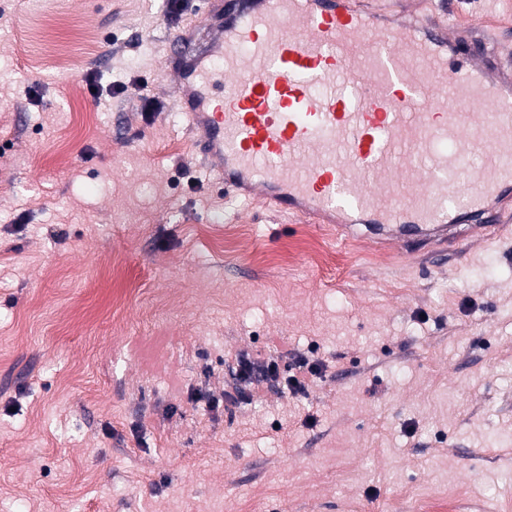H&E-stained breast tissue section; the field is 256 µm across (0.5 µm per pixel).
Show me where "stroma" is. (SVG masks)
<instances>
[{"label": "stroma", "instance_id": "1", "mask_svg": "<svg viewBox=\"0 0 512 512\" xmlns=\"http://www.w3.org/2000/svg\"><path fill=\"white\" fill-rule=\"evenodd\" d=\"M180 3L0 0V512H419L456 487L450 512H506L512 236L342 261L332 225L225 197L172 117L169 44L204 10ZM441 8L512 38V0ZM297 354L305 394L210 408L239 357Z\"/></svg>", "mask_w": 512, "mask_h": 512}]
</instances>
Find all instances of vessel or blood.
<instances>
[{"instance_id":"vessel-or-blood-1","label":"vessel or blood","mask_w":512,"mask_h":512,"mask_svg":"<svg viewBox=\"0 0 512 512\" xmlns=\"http://www.w3.org/2000/svg\"><path fill=\"white\" fill-rule=\"evenodd\" d=\"M176 35L175 102L229 197L379 244L483 242L512 211V51L348 0H222Z\"/></svg>"}]
</instances>
